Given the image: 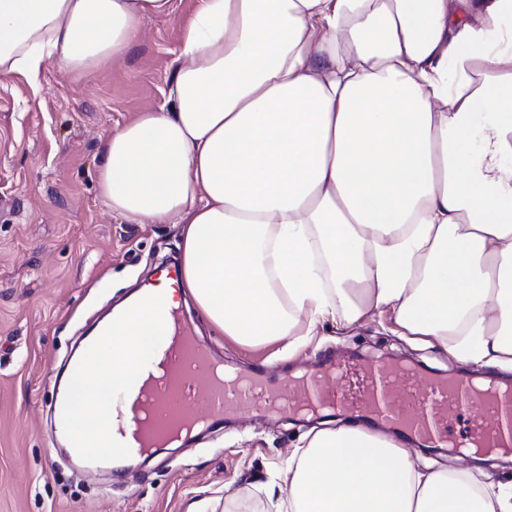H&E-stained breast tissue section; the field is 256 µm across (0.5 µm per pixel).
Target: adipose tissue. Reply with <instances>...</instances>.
Wrapping results in <instances>:
<instances>
[{
  "label": "adipose tissue",
  "instance_id": "ef3b65f1",
  "mask_svg": "<svg viewBox=\"0 0 512 512\" xmlns=\"http://www.w3.org/2000/svg\"><path fill=\"white\" fill-rule=\"evenodd\" d=\"M173 0H0V76L92 75ZM488 119L474 154L476 119ZM101 204L184 227L179 279L226 336L294 353L324 325L391 320L478 368L512 370V0H202L167 101L102 144ZM131 326L65 372L71 434L112 442V397L151 356ZM278 512H512L478 467L420 468L358 423L281 471Z\"/></svg>",
  "mask_w": 512,
  "mask_h": 512
}]
</instances>
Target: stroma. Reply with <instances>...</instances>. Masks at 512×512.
Here are the masks:
<instances>
[{"instance_id":"obj_1","label":"stroma","mask_w":512,"mask_h":512,"mask_svg":"<svg viewBox=\"0 0 512 512\" xmlns=\"http://www.w3.org/2000/svg\"><path fill=\"white\" fill-rule=\"evenodd\" d=\"M200 0H173L101 71L79 76L46 64L37 77L0 78V512H270L284 465L310 422L264 411L225 414L221 427L145 466L115 474L79 465L54 442L52 380L82 341L145 280L180 257L178 224H130L102 207V141L134 114L161 107L185 27ZM226 364L265 363L273 379L312 370L324 355H394L430 371L459 368L447 352L410 345L376 324L323 327L294 357L246 348L196 304L184 309Z\"/></svg>"}]
</instances>
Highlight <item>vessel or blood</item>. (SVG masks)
<instances>
[{"label":"vessel or blood","mask_w":512,"mask_h":512,"mask_svg":"<svg viewBox=\"0 0 512 512\" xmlns=\"http://www.w3.org/2000/svg\"><path fill=\"white\" fill-rule=\"evenodd\" d=\"M142 305L153 312L152 361L115 401L112 454H141L187 439L225 410L268 406L278 412L342 409L400 428L418 442L451 438L466 449L512 448V393L475 397L467 374L425 377L381 362L329 361L325 368L290 379L287 391L266 386L257 371L216 365L178 310L158 293ZM209 414L192 410L198 396Z\"/></svg>","instance_id":"obj_1"}]
</instances>
